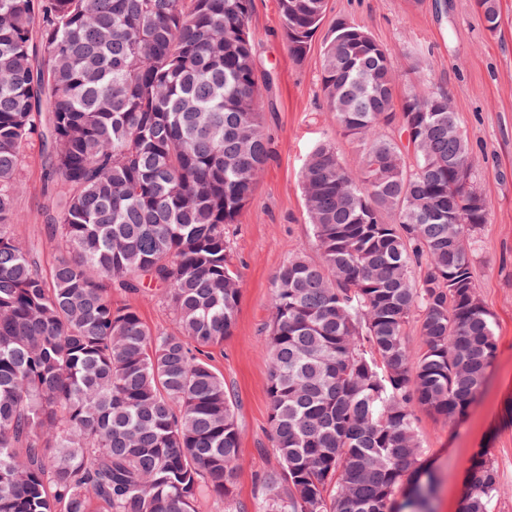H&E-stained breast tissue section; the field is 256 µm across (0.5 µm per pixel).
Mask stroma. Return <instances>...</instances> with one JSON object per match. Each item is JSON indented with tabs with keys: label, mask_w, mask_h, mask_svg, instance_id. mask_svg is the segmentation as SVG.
<instances>
[{
	"label": "stroma",
	"mask_w": 512,
	"mask_h": 512,
	"mask_svg": "<svg viewBox=\"0 0 512 512\" xmlns=\"http://www.w3.org/2000/svg\"><path fill=\"white\" fill-rule=\"evenodd\" d=\"M278 0H254L247 26L258 70L273 84L261 101L263 130L273 154L250 204L228 225L240 273V301L231 336L209 354L235 407L240 459L232 504L203 498L199 512H255L261 480L278 466L268 439L269 322L272 280L288 259H318L302 195L308 153L335 142L342 161L358 168L357 148L323 107V49L337 19L368 30L391 52L400 90L446 91L474 151L472 180L488 201V224L478 232L473 275L478 295L496 324L497 353L476 402L453 422L422 408L414 415L421 459L429 464L431 512H460L472 461L484 456L499 472L492 512H512V0H499L502 25L485 30L475 0H328L324 19L303 62L292 60L283 38ZM44 157L40 141L25 148L18 208L27 218L20 239L36 245L43 269L57 252L41 214ZM117 304L137 307L148 327L171 332L175 318L162 290L143 284L139 294L112 290Z\"/></svg>",
	"instance_id": "1"
}]
</instances>
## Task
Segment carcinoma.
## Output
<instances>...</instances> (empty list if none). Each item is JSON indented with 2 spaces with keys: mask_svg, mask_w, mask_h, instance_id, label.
Returning a JSON list of instances; mask_svg holds the SVG:
<instances>
[{
  "mask_svg": "<svg viewBox=\"0 0 512 512\" xmlns=\"http://www.w3.org/2000/svg\"><path fill=\"white\" fill-rule=\"evenodd\" d=\"M254 0H0V512H196L234 500L240 433L208 349L231 336L240 275L225 229L271 150L246 29ZM293 61L326 0H278ZM486 31L498 0H477ZM389 49L337 21L326 111L361 164L324 141L305 160L320 261L272 282L267 383L278 468L258 512H425L412 407L448 421L476 400L497 343L472 272L489 205L448 94L396 95ZM45 147L50 274L25 223L23 149ZM159 287L154 333L112 288ZM416 325L420 346L406 342ZM470 469L462 512H492Z\"/></svg>",
  "mask_w": 512,
  "mask_h": 512,
  "instance_id": "1",
  "label": "carcinoma"
}]
</instances>
